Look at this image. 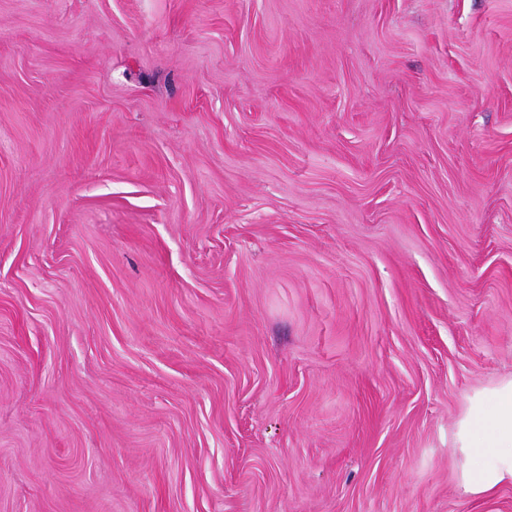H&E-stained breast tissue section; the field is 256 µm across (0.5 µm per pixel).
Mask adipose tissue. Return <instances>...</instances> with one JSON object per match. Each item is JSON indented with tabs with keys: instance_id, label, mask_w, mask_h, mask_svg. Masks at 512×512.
<instances>
[{
	"instance_id": "obj_1",
	"label": "adipose tissue",
	"mask_w": 512,
	"mask_h": 512,
	"mask_svg": "<svg viewBox=\"0 0 512 512\" xmlns=\"http://www.w3.org/2000/svg\"><path fill=\"white\" fill-rule=\"evenodd\" d=\"M463 446L473 471L472 493L482 494L512 480V383L489 402L476 405L473 424L464 430Z\"/></svg>"
}]
</instances>
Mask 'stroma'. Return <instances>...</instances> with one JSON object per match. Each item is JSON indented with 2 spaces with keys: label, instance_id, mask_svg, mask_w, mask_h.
<instances>
[{
  "label": "stroma",
  "instance_id": "stroma-1",
  "mask_svg": "<svg viewBox=\"0 0 512 512\" xmlns=\"http://www.w3.org/2000/svg\"><path fill=\"white\" fill-rule=\"evenodd\" d=\"M512 0H0V512H512ZM462 447L470 457L472 493H486L512 480V383L498 390L487 404L475 406L473 428H465Z\"/></svg>",
  "mask_w": 512,
  "mask_h": 512
}]
</instances>
